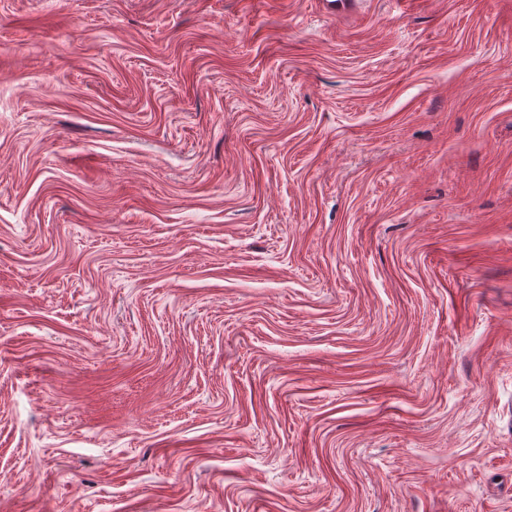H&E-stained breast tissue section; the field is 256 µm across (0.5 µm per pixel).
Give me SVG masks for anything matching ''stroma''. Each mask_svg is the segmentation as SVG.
Wrapping results in <instances>:
<instances>
[{"label": "stroma", "mask_w": 512, "mask_h": 512, "mask_svg": "<svg viewBox=\"0 0 512 512\" xmlns=\"http://www.w3.org/2000/svg\"><path fill=\"white\" fill-rule=\"evenodd\" d=\"M0 512H512V0H0Z\"/></svg>", "instance_id": "35a3bbf8"}]
</instances>
